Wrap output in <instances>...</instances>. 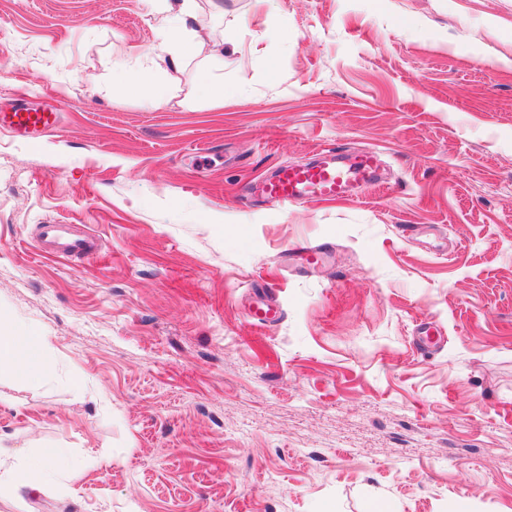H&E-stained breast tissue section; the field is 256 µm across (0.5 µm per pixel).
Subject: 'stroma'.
Listing matches in <instances>:
<instances>
[{"label":"stroma","instance_id":"1","mask_svg":"<svg viewBox=\"0 0 512 512\" xmlns=\"http://www.w3.org/2000/svg\"><path fill=\"white\" fill-rule=\"evenodd\" d=\"M223 3L156 107L112 78L159 0H0V110L59 115L0 131V314L53 361L0 372V435L64 455L0 512H512V0ZM336 146L381 182L247 194ZM58 121V113L39 109L19 108L14 112L0 114V125L11 129L19 136H34L42 130L52 128ZM46 231V244L42 247L46 252L60 255L69 256L70 254H91L98 248V244L94 237L88 235L72 234L67 237L63 242L57 241V232L67 233L68 228L65 224H48L45 226Z\"/></svg>","mask_w":512,"mask_h":512}]
</instances>
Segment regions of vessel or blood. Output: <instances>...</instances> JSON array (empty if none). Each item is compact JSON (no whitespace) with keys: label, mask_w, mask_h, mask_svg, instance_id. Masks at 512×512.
<instances>
[{"label":"vessel or blood","mask_w":512,"mask_h":512,"mask_svg":"<svg viewBox=\"0 0 512 512\" xmlns=\"http://www.w3.org/2000/svg\"><path fill=\"white\" fill-rule=\"evenodd\" d=\"M57 113L39 109H18L0 114V125L19 136H33L52 128ZM381 159L378 151L365 149L348 152L328 148L317 153L308 164H291L277 168L257 185L259 196L288 207L319 200H340L356 195L358 189L377 181ZM98 244L92 235L68 234L66 225L51 224L46 231V252L67 256L90 254Z\"/></svg>","instance_id":"b4317fda"}]
</instances>
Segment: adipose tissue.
<instances>
[{
	"mask_svg": "<svg viewBox=\"0 0 512 512\" xmlns=\"http://www.w3.org/2000/svg\"><path fill=\"white\" fill-rule=\"evenodd\" d=\"M194 0H181L172 18L162 19L157 29L159 56L167 60L173 70H180L190 52H203L209 47L221 46L215 34H203L190 25ZM6 367L25 376L49 373L52 367L45 340L24 327L19 320L0 317V368ZM59 452L43 449L36 462L25 461L5 466L0 471V486L15 492L40 491L47 473L56 465Z\"/></svg>",
	"mask_w": 512,
	"mask_h": 512,
	"instance_id": "1",
	"label": "adipose tissue"
}]
</instances>
